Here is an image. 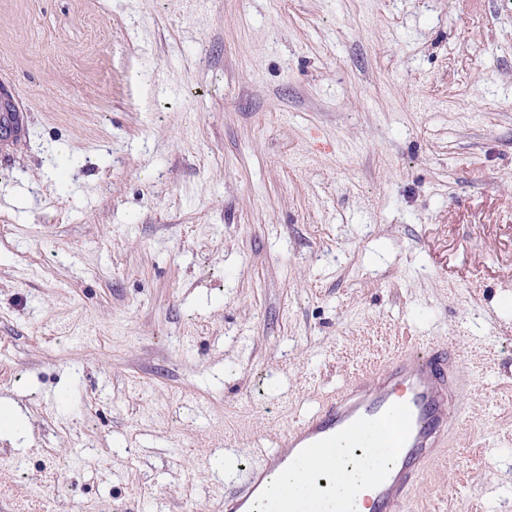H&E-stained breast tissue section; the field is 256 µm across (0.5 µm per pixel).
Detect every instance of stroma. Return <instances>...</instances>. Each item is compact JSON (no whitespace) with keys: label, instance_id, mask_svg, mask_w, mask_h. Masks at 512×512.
Instances as JSON below:
<instances>
[{"label":"stroma","instance_id":"1","mask_svg":"<svg viewBox=\"0 0 512 512\" xmlns=\"http://www.w3.org/2000/svg\"><path fill=\"white\" fill-rule=\"evenodd\" d=\"M2 80L0 449L52 512H223L388 327L462 359L408 512H512V0H0Z\"/></svg>","mask_w":512,"mask_h":512}]
</instances>
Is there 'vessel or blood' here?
Instances as JSON below:
<instances>
[{"instance_id":"b4317fda","label":"vessel or blood","mask_w":512,"mask_h":512,"mask_svg":"<svg viewBox=\"0 0 512 512\" xmlns=\"http://www.w3.org/2000/svg\"><path fill=\"white\" fill-rule=\"evenodd\" d=\"M460 367L451 350L417 339H398L379 363L360 369L307 414L294 419L262 451L261 465L245 471L224 498V512H251L264 500L268 512H320L341 470L333 450L347 442L364 459L386 450L390 462L370 488V512H402L427 463L462 422ZM315 460L303 494L274 488L278 470Z\"/></svg>"}]
</instances>
